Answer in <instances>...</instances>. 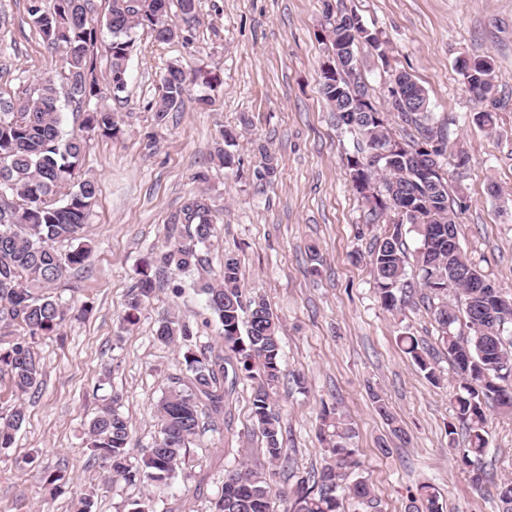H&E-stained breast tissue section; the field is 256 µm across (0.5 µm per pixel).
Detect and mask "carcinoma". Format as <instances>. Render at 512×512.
I'll return each instance as SVG.
<instances>
[{
	"mask_svg": "<svg viewBox=\"0 0 512 512\" xmlns=\"http://www.w3.org/2000/svg\"><path fill=\"white\" fill-rule=\"evenodd\" d=\"M28 12L44 41L63 52V88L67 98L86 107L82 127L103 137L119 132L114 113L94 106L104 92L113 97L127 88V61L133 53L132 32L150 30L155 39L166 43L176 36L167 22L171 0H111L103 26L111 35L104 46L111 63L105 84L96 75L94 48L98 27L85 20L90 0H28ZM457 69L468 91L480 90L485 80L495 79L491 57L457 60ZM186 74L178 66H168L159 88L156 117L182 102ZM321 93L335 111L336 125L356 135V152L347 158L353 191L368 209L369 221L393 214L391 229L371 250L373 270L381 306L398 312L415 290H425L440 298L433 307L440 344L453 364L456 384L454 401L457 423L448 424L449 442H455L457 428L465 430L466 445L453 449L456 461L469 469L475 487L490 484L495 489L501 512H512V479L495 481L482 468L488 452L485 407L493 403L505 415H512V336H504L505 325L496 309L498 299L483 298L473 303L475 289L469 280L452 278L448 272L476 268L458 242V212L448 195L449 172L444 160L455 168L468 163V155L448 146L443 128L434 121L428 96L405 71L392 74L388 87V112L397 113L417 136L407 142L397 140L388 130L387 112L380 111L368 95L367 84L351 87L346 80L330 82L322 76ZM366 99V112H353L355 95ZM60 91L53 78L39 82L33 95L0 112V374L9 376L17 395L38 392L42 366L34 350L39 337L53 333L67 318V310L49 293L71 268L82 266L90 247L82 242L84 228L97 195V183L79 178L80 162L87 140L79 134L65 135L60 112H46L47 100L59 101ZM224 147L217 156L225 168L240 166L230 147L235 145L233 129L223 131ZM400 148V161L370 162L377 144ZM174 223L187 227L186 238L161 258L157 274L169 270L188 272L205 261L202 250L214 234L209 197L197 192L185 200ZM420 239L416 260L420 279L407 277L406 232ZM58 241H76L67 253L54 248ZM211 314L219 324L220 336L228 351L214 360L187 348L183 354L190 372L184 387L169 390L156 404L154 414L160 426L159 437L142 463H129V424L120 413L107 406L88 424L92 459L114 476L146 488L161 489L168 484L185 460L188 444L198 434L201 416L218 419L224 415L226 392L222 386L227 367L254 384L252 422L264 441V454L270 464L283 457L280 412L273 395L280 384V323L260 297L245 298L241 288L240 262L232 252L224 253V267L214 282L198 281ZM155 283L144 275L138 293L128 302V323L134 311L151 295ZM453 294L457 304L444 298ZM193 336L190 327L174 316L162 318L154 340L170 346ZM402 350L426 377L436 382L439 375L429 348L410 331L398 336ZM373 401L391 433L405 439L404 430L377 394ZM26 418L23 405L13 407L0 422V448L13 445L14 434ZM322 437L326 457L321 468L310 472L292 493L289 512H343L344 495L362 506L363 512H378L368 479L359 473L360 464L353 447L355 431L338 412L324 410ZM272 473L242 462L224 480L213 512H273ZM96 490L79 494L74 512H95ZM411 512H442L435 488L422 483L411 495Z\"/></svg>",
	"mask_w": 512,
	"mask_h": 512,
	"instance_id": "obj_1",
	"label": "carcinoma"
}]
</instances>
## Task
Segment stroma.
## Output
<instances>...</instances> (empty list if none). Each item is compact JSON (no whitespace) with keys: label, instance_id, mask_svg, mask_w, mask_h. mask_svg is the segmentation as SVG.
Here are the masks:
<instances>
[{"label":"stroma","instance_id":"obj_1","mask_svg":"<svg viewBox=\"0 0 512 512\" xmlns=\"http://www.w3.org/2000/svg\"><path fill=\"white\" fill-rule=\"evenodd\" d=\"M27 6V0H0V102L7 104L32 94L41 78L58 76L63 63ZM329 6L357 14L386 43L382 59L366 45L355 49L375 105L385 108L392 73L408 72L425 89L449 144L466 151L468 164L448 181L451 199L463 206L460 247L512 295V0H199L189 27L170 9L179 37L160 43L149 30H135L123 99L99 101L116 115L117 137L85 133L80 173L98 185L85 228L92 252L51 290L71 317L61 335L35 347L42 384L19 400L9 377H0V415L19 401L26 407L12 448L0 452V512H71L76 492L88 486L97 490L96 512H128L147 497L154 512H212L226 470L244 460L273 469L274 510L286 512L282 492L323 464L326 406L354 428L360 470L381 512H408L424 481L439 491L444 512H498L496 499L477 491L448 453L455 407L447 354L437 357L441 381L435 384L397 344L407 327L438 347L428 302L390 313L378 301L368 255L387 226L366 219L346 169L352 137L337 128L320 91L317 34ZM485 55L494 60L499 102L490 132L472 125V113L483 105L456 69L461 57ZM173 63L187 75L186 92L159 121L153 106ZM227 128L239 133L236 171L216 154ZM261 145L277 163L269 180L260 176ZM200 171L207 172L206 183L195 181ZM493 185L498 195L490 194ZM198 191L209 196L215 215L206 277L218 278L225 252H234L245 293L263 297L280 320L282 379L274 399L289 462L273 467L264 456L251 425L252 383L240 379L227 386L223 420L205 424L182 470L150 493L92 463L85 426L112 404L130 424L132 462L152 445L155 403L189 375L181 347L153 340L161 317L187 323L192 347L224 351L203 295L184 274L170 275L143 303L136 325L122 321L142 272L184 235L172 220ZM313 265L318 274H310ZM296 373L304 375L305 389L294 385ZM377 395L406 440L393 437L377 413ZM487 419L488 466L497 478H512V415L491 409ZM382 441L388 452L380 451ZM44 473L63 475L56 495L39 482Z\"/></svg>","mask_w":512,"mask_h":512}]
</instances>
